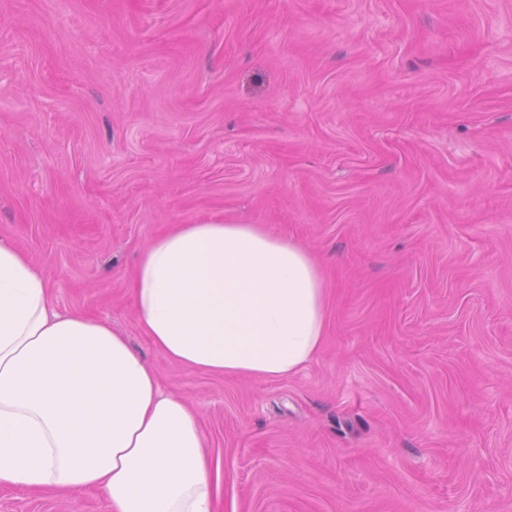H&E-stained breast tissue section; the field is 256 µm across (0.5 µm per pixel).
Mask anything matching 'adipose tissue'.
I'll return each instance as SVG.
<instances>
[{"label": "adipose tissue", "instance_id": "ef3b65f1", "mask_svg": "<svg viewBox=\"0 0 512 512\" xmlns=\"http://www.w3.org/2000/svg\"><path fill=\"white\" fill-rule=\"evenodd\" d=\"M140 333L186 367L278 380L318 355L323 271L262 224H175L140 252ZM199 417L108 322L57 311L43 271L0 239V489H96L112 512H217Z\"/></svg>", "mask_w": 512, "mask_h": 512}]
</instances>
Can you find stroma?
I'll return each mask as SVG.
<instances>
[{"instance_id": "35a3bbf8", "label": "stroma", "mask_w": 512, "mask_h": 512, "mask_svg": "<svg viewBox=\"0 0 512 512\" xmlns=\"http://www.w3.org/2000/svg\"><path fill=\"white\" fill-rule=\"evenodd\" d=\"M205 222L323 262L306 369L211 375L141 335V249ZM0 238L189 398L219 512H512V0H0Z\"/></svg>"}]
</instances>
